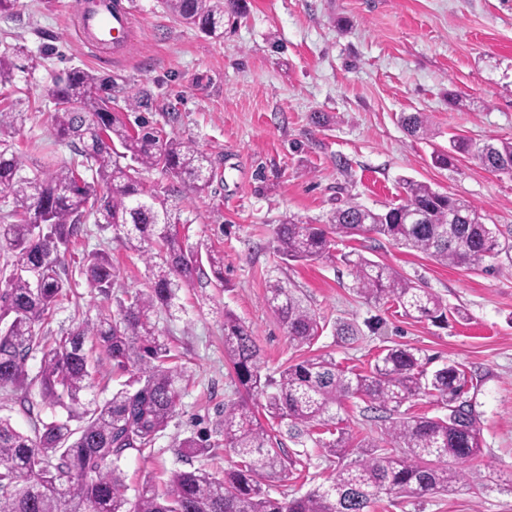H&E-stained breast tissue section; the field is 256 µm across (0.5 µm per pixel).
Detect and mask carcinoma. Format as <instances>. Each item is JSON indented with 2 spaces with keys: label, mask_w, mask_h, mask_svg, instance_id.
I'll return each mask as SVG.
<instances>
[{
  "label": "carcinoma",
  "mask_w": 512,
  "mask_h": 512,
  "mask_svg": "<svg viewBox=\"0 0 512 512\" xmlns=\"http://www.w3.org/2000/svg\"><path fill=\"white\" fill-rule=\"evenodd\" d=\"M166 10L183 24L211 36L221 35L225 0H163ZM22 47L0 52V85L13 81ZM112 79L76 70L55 83L51 121L56 139L80 144L82 160L46 168L29 177L26 160L6 136L22 120L13 107L0 106V195L13 209L0 216V251L9 273L0 287V391L37 389L51 419L36 415L33 434L0 419V512H370L380 494L412 498L446 492L460 464L481 453L477 419L458 402L468 375L456 364L431 373L422 369L418 353L401 346L382 351L367 373H350L321 356L291 364L279 378L261 374V352L240 319L224 312V358L232 366L245 395L224 403V419L215 433L237 461L219 478L203 470L171 474L169 489H142L135 501L125 496L119 462L128 451L152 447L166 429L183 394L186 375L172 364L169 343L152 316L174 306L176 292L193 284L201 259L184 244L166 202L147 191L140 170L158 169L196 192L209 185L208 157L191 144L164 138L144 116L130 125L111 112ZM413 135L428 132L421 113L403 118ZM452 152L438 151L435 162L446 165L452 153L469 156L490 172L512 166V140H452ZM402 203L384 212L347 202L324 224L284 218L274 230L276 252L289 260L319 262L335 258L333 236L377 235L423 252L436 262L475 267L512 254L496 225L484 222L468 201L439 193L430 185L407 181ZM463 211L466 220L449 223V213ZM99 230H112L126 247L150 264L148 291L116 299L110 318L86 320L55 341L44 343L48 314L70 287L61 252L88 216ZM158 260H153L152 248ZM357 293L374 302H391L404 315L441 321L447 317L442 299L395 269L363 256L348 261ZM82 274L92 290L114 287L117 274L108 256L96 252L85 260ZM268 306L278 315L288 338L311 345L319 323L294 292L275 279L269 282ZM104 351L112 373L127 380L112 397L83 402L93 387L99 364L87 343ZM41 350L38 372L29 375L30 354ZM421 393L437 397L448 410L443 416L400 414ZM284 423L289 437L310 435L315 426L336 424L337 411L349 398L365 397L391 413L381 436L361 441L354 460L341 465L328 485L295 499H278L262 487L265 479L288 472L281 442L257 418L253 399ZM350 437L341 431L317 443L328 455L347 456ZM179 447L204 455L216 447L211 435L198 431Z\"/></svg>",
  "instance_id": "cac0c4a2"
}]
</instances>
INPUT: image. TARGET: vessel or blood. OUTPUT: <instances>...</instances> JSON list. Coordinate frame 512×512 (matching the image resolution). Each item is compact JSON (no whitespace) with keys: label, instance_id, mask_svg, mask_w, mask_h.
<instances>
[{"label":"vessel or blood","instance_id":"b4317fda","mask_svg":"<svg viewBox=\"0 0 512 512\" xmlns=\"http://www.w3.org/2000/svg\"><path fill=\"white\" fill-rule=\"evenodd\" d=\"M132 8L120 0H82L78 13V31L84 45L92 52L112 48L122 52L134 26Z\"/></svg>","mask_w":512,"mask_h":512}]
</instances>
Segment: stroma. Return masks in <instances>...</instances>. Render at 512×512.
I'll return each mask as SVG.
<instances>
[{"mask_svg":"<svg viewBox=\"0 0 512 512\" xmlns=\"http://www.w3.org/2000/svg\"><path fill=\"white\" fill-rule=\"evenodd\" d=\"M0 15V50L23 46L12 86L0 89L24 114L12 143L28 165L70 161L75 149L55 140L48 119L56 80L74 69L111 77L112 109L145 91L147 111L162 136L192 143L212 162L201 193L150 169L146 189L166 198L188 249L206 244L223 254L224 278L212 272L181 289L171 310L154 321L177 363L185 390L154 446L121 460L126 495L145 483L166 491L174 470L223 474L233 456L181 453L178 443L222 419L237 383L224 359V313L252 331L264 375L323 356L366 372L390 346L418 350L426 370L463 365L473 378L466 398L479 422L482 454L449 491L417 501L381 495L372 512H512V263L489 260L466 269L367 235L336 245L331 262L282 260L274 229L286 217L321 224L353 201L372 210L400 203L410 178L462 198L512 239V176L485 170L465 156L439 167L437 149L452 137L512 139V0H239L225 10L224 32L211 37L176 21L162 0H128L138 23L119 58L97 62L78 38L77 0H21ZM456 94L460 105L450 104ZM420 112L427 137H414L400 117ZM106 252L122 290L144 291L151 272L144 257L112 232L83 224L63 255L71 289L43 325L48 341L78 323L111 315L114 297L87 288L88 254ZM390 266L436 293L447 322L403 316L392 303L359 296L343 257L349 252ZM297 289L322 333L314 344L290 342L265 302L269 280ZM358 334L337 336L338 325ZM354 440L379 436L384 414L353 398L341 413ZM294 464L285 477L265 480L274 497H299L334 474L337 458L314 440L282 437Z\"/></svg>","mask_w":512,"mask_h":512,"instance_id":"obj_1","label":"stroma"}]
</instances>
